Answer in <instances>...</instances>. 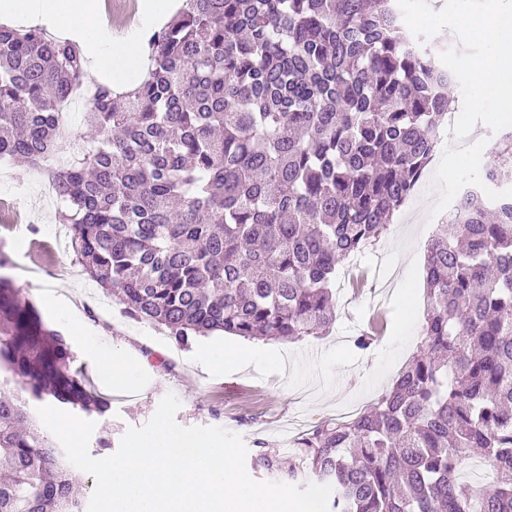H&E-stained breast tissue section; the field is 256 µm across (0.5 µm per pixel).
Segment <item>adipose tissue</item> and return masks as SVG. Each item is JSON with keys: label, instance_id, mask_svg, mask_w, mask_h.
<instances>
[{"label": "adipose tissue", "instance_id": "ef3b65f1", "mask_svg": "<svg viewBox=\"0 0 512 512\" xmlns=\"http://www.w3.org/2000/svg\"><path fill=\"white\" fill-rule=\"evenodd\" d=\"M174 8L175 0H147L140 30L122 37L106 34L97 0H0V22L28 26L50 24L63 35L79 37L91 50L89 76L109 74L118 88L143 77L148 46L142 33L160 26Z\"/></svg>", "mask_w": 512, "mask_h": 512}]
</instances>
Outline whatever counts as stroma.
Wrapping results in <instances>:
<instances>
[{
  "mask_svg": "<svg viewBox=\"0 0 512 512\" xmlns=\"http://www.w3.org/2000/svg\"><path fill=\"white\" fill-rule=\"evenodd\" d=\"M434 173V167L426 168L387 231L337 280L336 322L323 336L281 343L217 332L184 348L161 327L123 316L121 305H114L112 318H99L84 296L92 281L74 253L58 249V206H39L44 174L23 163L0 162V200L16 203L28 216L0 239V275L21 285L47 325L63 336L83 325L85 342L72 348L75 364L98 393L112 398L109 416L96 421L90 454H97L98 438L116 445L128 428L145 425L170 392L181 401L176 414L181 426H218L240 435L246 447L263 441L279 449L286 436H302L324 420L375 402L418 349L420 324L404 322L403 298L423 288L436 227L428 217L437 197ZM51 295L63 299L65 309L50 307ZM379 304L387 312L385 331L370 350L358 351L352 341ZM241 343L252 353L240 369L212 368L213 352ZM116 347L126 349L137 370L136 386L127 392H109L96 373L98 362Z\"/></svg>",
  "mask_w": 512,
  "mask_h": 512,
  "instance_id": "stroma-1",
  "label": "stroma"
}]
</instances>
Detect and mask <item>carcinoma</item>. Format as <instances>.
I'll use <instances>...</instances> for the list:
<instances>
[{
    "mask_svg": "<svg viewBox=\"0 0 512 512\" xmlns=\"http://www.w3.org/2000/svg\"><path fill=\"white\" fill-rule=\"evenodd\" d=\"M147 41L151 71L97 82L86 148L47 169L88 277L180 346L220 331L290 342L336 322L337 273L378 241L439 144L453 98L440 49L390 0H187ZM85 84L74 41L0 25V161L41 169L64 149ZM512 188V129L484 163ZM418 351L352 418L256 443L253 466L333 487L331 512H512V198L473 188L438 225ZM0 512H82L64 451L27 404L91 416L97 393L64 336L0 277ZM473 456L496 474L474 488Z\"/></svg>",
    "mask_w": 512,
    "mask_h": 512,
    "instance_id": "carcinoma-1",
    "label": "carcinoma"
}]
</instances>
